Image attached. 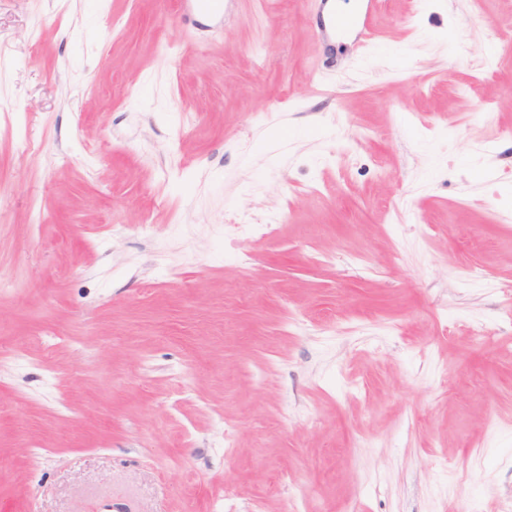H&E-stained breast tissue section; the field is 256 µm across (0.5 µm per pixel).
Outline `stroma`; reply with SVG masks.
<instances>
[{
	"label": "stroma",
	"mask_w": 512,
	"mask_h": 512,
	"mask_svg": "<svg viewBox=\"0 0 512 512\" xmlns=\"http://www.w3.org/2000/svg\"><path fill=\"white\" fill-rule=\"evenodd\" d=\"M368 6L0 0V512H512V0ZM322 28L329 32H346L352 28H359L363 38L375 39V34L371 26V17L366 11L362 17L357 18L354 15L336 9L334 4L329 11L323 15Z\"/></svg>",
	"instance_id": "stroma-1"
}]
</instances>
